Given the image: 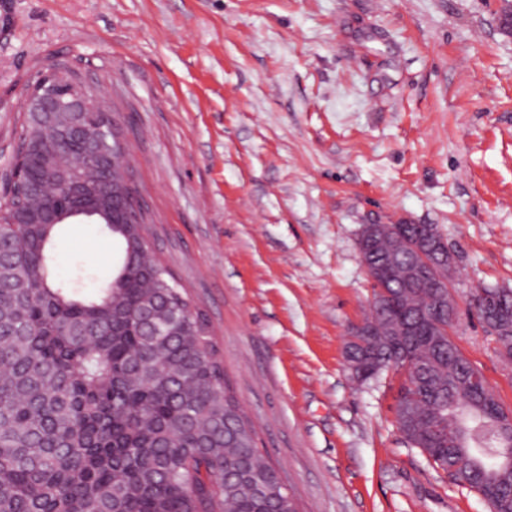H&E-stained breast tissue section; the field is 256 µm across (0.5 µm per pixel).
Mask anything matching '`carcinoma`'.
Here are the masks:
<instances>
[{
    "label": "carcinoma",
    "instance_id": "carcinoma-1",
    "mask_svg": "<svg viewBox=\"0 0 512 512\" xmlns=\"http://www.w3.org/2000/svg\"><path fill=\"white\" fill-rule=\"evenodd\" d=\"M21 137L46 144V128L23 121ZM95 139L71 157L51 152L55 224L0 219V512H296L289 488L257 447L255 432L216 357L209 323L157 260L138 224L99 223L123 247L112 281L91 297L51 276L48 253L73 204L112 200L127 165L119 152L107 175L92 172ZM435 224H381L376 241L358 237L365 262L411 269ZM427 282L384 284L372 334L351 336L345 359L365 382L401 375L395 423L427 462L459 472L455 484L490 512H512V429L480 372L447 336H408L427 308L448 325L436 295L456 262L430 255ZM478 318L505 307L512 289L473 294Z\"/></svg>",
    "mask_w": 512,
    "mask_h": 512
}]
</instances>
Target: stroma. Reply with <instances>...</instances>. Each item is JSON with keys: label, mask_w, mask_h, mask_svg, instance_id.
Listing matches in <instances>:
<instances>
[{"label": "stroma", "mask_w": 512, "mask_h": 512, "mask_svg": "<svg viewBox=\"0 0 512 512\" xmlns=\"http://www.w3.org/2000/svg\"><path fill=\"white\" fill-rule=\"evenodd\" d=\"M501 0H0V198L38 76L100 90L158 258L299 512H489L408 445L400 379L344 357L373 289L365 224H435L452 339L512 409V363L469 311L512 287V34ZM54 277L90 293L116 243L67 224Z\"/></svg>", "instance_id": "stroma-1"}]
</instances>
